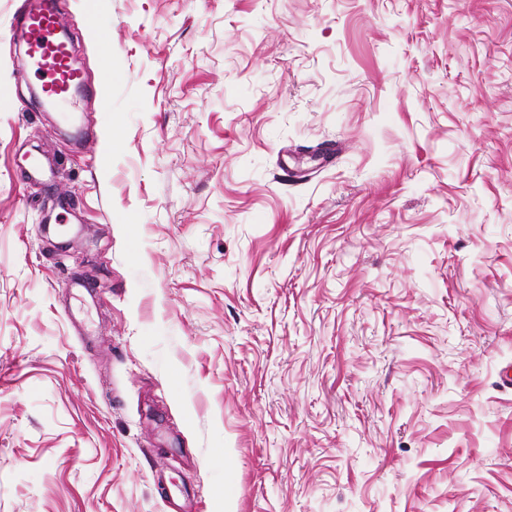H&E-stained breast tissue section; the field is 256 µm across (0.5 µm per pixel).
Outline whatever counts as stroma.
I'll use <instances>...</instances> for the list:
<instances>
[{"label": "stroma", "instance_id": "35a3bbf8", "mask_svg": "<svg viewBox=\"0 0 512 512\" xmlns=\"http://www.w3.org/2000/svg\"><path fill=\"white\" fill-rule=\"evenodd\" d=\"M82 2L72 109L0 0V512H512V0Z\"/></svg>", "mask_w": 512, "mask_h": 512}]
</instances>
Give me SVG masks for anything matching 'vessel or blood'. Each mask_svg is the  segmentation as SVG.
Returning a JSON list of instances; mask_svg holds the SVG:
<instances>
[{"mask_svg": "<svg viewBox=\"0 0 512 512\" xmlns=\"http://www.w3.org/2000/svg\"><path fill=\"white\" fill-rule=\"evenodd\" d=\"M66 23L62 0H25L22 11L13 18L14 30L27 37L29 56L49 76L42 90L52 99H67L81 79L72 64L71 47L59 37Z\"/></svg>", "mask_w": 512, "mask_h": 512, "instance_id": "vessel-or-blood-1", "label": "vessel or blood"}]
</instances>
